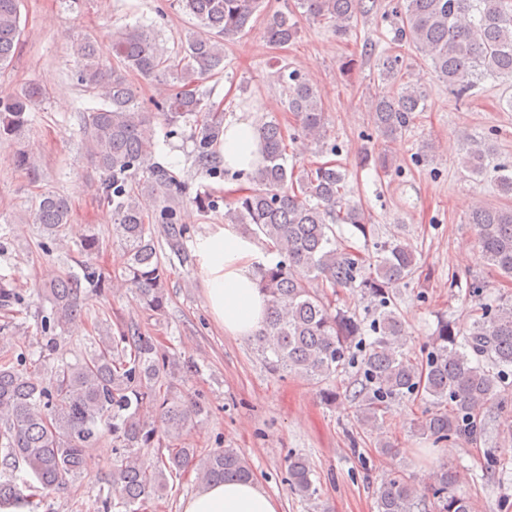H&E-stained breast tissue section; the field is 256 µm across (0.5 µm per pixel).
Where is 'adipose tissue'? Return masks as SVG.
<instances>
[{"label":"adipose tissue","instance_id":"1","mask_svg":"<svg viewBox=\"0 0 512 512\" xmlns=\"http://www.w3.org/2000/svg\"><path fill=\"white\" fill-rule=\"evenodd\" d=\"M262 142L251 117H227L216 147L225 166L253 170L261 163ZM206 301L214 319L232 336L255 335L267 316V299L258 289L253 265L256 243L229 225L213 224L195 243ZM278 501L256 483H211L182 500L181 512H279Z\"/></svg>","mask_w":512,"mask_h":512}]
</instances>
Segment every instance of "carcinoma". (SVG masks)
Instances as JSON below:
<instances>
[{
  "instance_id": "cac0c4a2",
  "label": "carcinoma",
  "mask_w": 512,
  "mask_h": 512,
  "mask_svg": "<svg viewBox=\"0 0 512 512\" xmlns=\"http://www.w3.org/2000/svg\"><path fill=\"white\" fill-rule=\"evenodd\" d=\"M171 6L211 31L210 38L190 34L180 50L169 54L151 29L126 26L112 33L114 64L103 62L98 40L87 32L71 37L75 76L96 92L99 107L83 111V146L101 174L96 191L112 207V238L122 250L121 275L134 287L142 305L165 312L167 269L154 225L174 251L184 248L187 227L179 224L177 207L189 202L206 213L216 201L192 193V184L168 167L152 162L157 143L154 122L162 116L171 128L190 127L195 165L224 176V161L214 150L223 133V118L200 90L204 80L224 71V42L263 19L264 37L282 49L300 34L297 10L344 35L354 17L373 9L368 0H296L287 12L269 11L264 0H171ZM395 38L408 42L432 64L435 76L459 100L488 79L512 81V0H401ZM20 0H0V68L13 59L21 36ZM402 63L383 59L379 77L389 89L372 104V124L384 140L407 129L414 113L425 109L421 84L399 83ZM131 72L163 81L169 93L149 108L139 101L128 80ZM288 111L297 121L291 140L324 147L327 129L319 90L297 71L278 68ZM47 99L44 87L31 83L11 100L0 101V140L17 138L28 126L29 112ZM263 163L249 175L251 187L236 191L226 204L224 223L263 240L280 260L256 269V284L268 301L258 349L274 372L292 374L320 387L323 399L336 402V381L357 367L356 383L347 397L356 416L375 428L388 405L416 399L429 403L417 421V434L436 446L450 441L478 444L485 437L484 409L512 416V396L504 389L512 368V295L484 304L462 330L446 317L437 320L420 355L406 351L409 332L399 313V286L418 270L415 251L398 239L374 243V253L341 248L334 226L349 224L363 237L371 224L363 207L351 199L348 173L331 162L309 167L287 166L285 133L277 119L259 127ZM461 166L480 175L489 165L490 148L464 136ZM12 163L28 179L40 180L38 161L22 149ZM497 190L512 195V165H496ZM71 207L66 196L46 192L32 212L46 238L62 243ZM469 223L476 230L485 263L512 280V209L479 205ZM103 249L96 233L80 244L81 273L44 281L52 315L45 317L38 358L14 346L0 356V506H37L45 490H61L79 476L86 456L102 437L112 436L119 456L112 482L121 496L101 500L102 512L125 508L138 512L148 497L160 496L168 480L188 464L197 479L209 484L224 479L254 480L247 459L232 448L200 456L180 437L202 424L207 413L199 400L169 397L170 379L180 372L175 358L160 353L138 325L128 323L114 335L106 329L89 338V352L72 363L63 357L62 337L53 330L74 321L94 296L104 292L112 272L93 256ZM349 288L370 298L372 319L349 307L333 309L325 294L312 287ZM25 295L0 278V308L24 307ZM155 448L153 459L140 454ZM23 465L27 477L15 472ZM288 486L312 500L317 494L308 458H288ZM466 473L442 464L425 486L397 467L383 472L375 492L377 512H478L476 502L458 492Z\"/></svg>"
}]
</instances>
